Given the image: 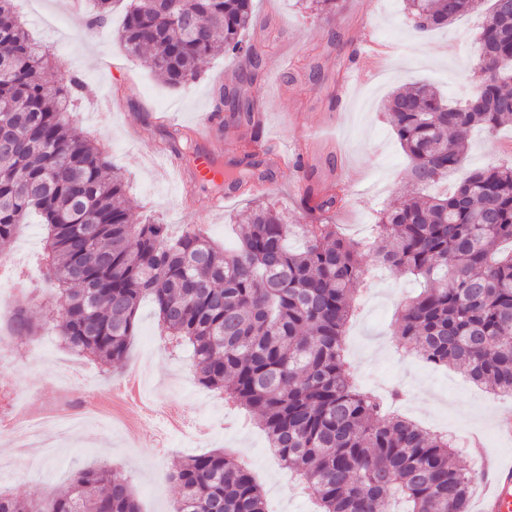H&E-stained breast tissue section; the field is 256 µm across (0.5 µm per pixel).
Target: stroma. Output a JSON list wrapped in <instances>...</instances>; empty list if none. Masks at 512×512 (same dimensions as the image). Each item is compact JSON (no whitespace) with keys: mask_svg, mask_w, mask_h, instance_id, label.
<instances>
[{"mask_svg":"<svg viewBox=\"0 0 512 512\" xmlns=\"http://www.w3.org/2000/svg\"><path fill=\"white\" fill-rule=\"evenodd\" d=\"M15 11L31 36L51 55L46 76L55 81L79 76L87 92L74 111L79 128L93 137L109 162L128 179L139 204L137 219L152 216L181 229L202 227L214 240L229 242L239 217L256 198L275 202L292 224L311 223L292 184L296 174L279 167L272 175L243 185L236 197L212 208V186L195 174V163L167 154L168 176L150 167L147 149L166 131L194 129L203 112L220 107L217 87L245 97L260 94L266 108L261 140L280 150H294L312 140L307 157L320 181L344 184L346 203L334 216L340 232L363 239L380 208L399 205L411 192L408 160L389 123L385 104L398 88L429 83L453 102L464 101L475 82L477 34L486 6L429 32L417 31L403 0H342L334 19L305 10L302 0H254L253 22L245 38L262 51V65L250 74L242 59L218 55L207 60L201 77L174 89L155 79L146 58L125 53L119 29L123 6L115 4L112 23L89 26L85 8L74 0H14ZM396 44L381 59L384 76L362 78L356 56L366 40ZM512 164V125L490 138L470 135L467 169ZM43 230L22 226L12 245L1 252L26 271L29 287H39ZM413 277L376 270L363 289L357 315L346 331V355L358 386L379 393H404L398 413L421 421L424 428H448L457 434L461 465L478 469L481 452L472 449L481 435L482 452L504 453L494 437L499 413L512 412V397L499 396L469 383L457 370L436 367L414 357L398 359L397 309L412 295ZM43 333L20 339L11 365L0 370V386L15 388L29 402L44 404L61 391V371L79 377V392L94 402L130 370L146 369L152 396L160 402L183 403L200 438L163 437L160 423L142 419L135 429L121 422L105 427L90 421L66 434L54 454L30 449V460L15 478L0 487L22 498H37L65 485L79 469L109 467L131 482L142 512H170L179 496L171 466L178 457L231 449L253 456L252 469L269 512H312V497L298 478L269 452L264 432L253 421L228 423L235 409L221 395L198 385L189 360L171 353L151 303H143L126 357L109 375L86 358L61 349L52 336L56 312L38 308Z\"/></svg>","mask_w":512,"mask_h":512,"instance_id":"obj_1","label":"stroma"}]
</instances>
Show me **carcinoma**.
Listing matches in <instances>:
<instances>
[{
	"instance_id": "carcinoma-1",
	"label": "carcinoma",
	"mask_w": 512,
	"mask_h": 512,
	"mask_svg": "<svg viewBox=\"0 0 512 512\" xmlns=\"http://www.w3.org/2000/svg\"><path fill=\"white\" fill-rule=\"evenodd\" d=\"M418 30L442 28L481 0H406ZM492 0L479 33L482 79L462 105L430 84L394 93L388 114L409 159V177L426 187L464 167L473 128L489 133L512 122V8ZM195 26L186 31L180 15ZM112 0H94L91 26L111 21ZM252 0H171L169 10L129 0L120 31L132 55L151 54L155 74L177 87L196 79L221 52L259 65L244 40ZM46 50L0 0V246L37 220L45 296L55 303L63 348L102 367L120 362L141 302L152 301L162 333L192 350L196 381L224 393L256 417L268 448L298 475L321 512H470L478 473L462 467L448 435L386 411L360 388L345 355L346 327L368 280L366 257L420 280L398 311L399 346L461 371L478 386L512 394V165L464 173L441 197L415 194L379 212L367 242L329 223L303 224V249L288 247L293 225L275 204L257 199L231 247L199 228L178 236L166 224H137L124 176L108 172L99 146L72 112L85 89L71 76L50 86ZM230 118L258 142V97L227 98ZM191 147L176 131L163 149ZM224 182L239 186L266 163L246 153ZM308 168L307 212L331 216L343 197ZM10 334L38 326L14 309ZM173 512H266L253 473L232 450L181 459ZM0 512H141L127 481L110 468L81 469L37 501L0 488Z\"/></svg>"
}]
</instances>
